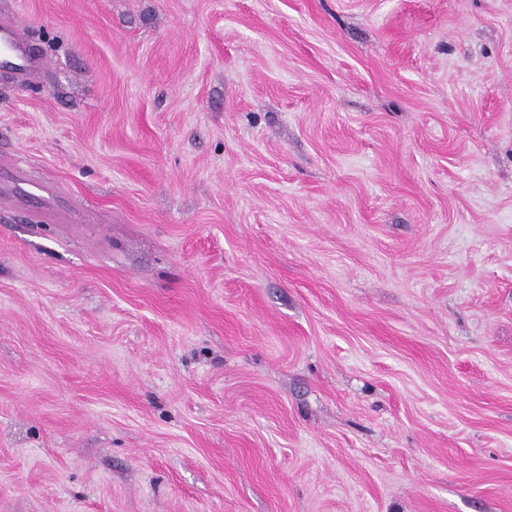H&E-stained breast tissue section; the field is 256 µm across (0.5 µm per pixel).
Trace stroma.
Listing matches in <instances>:
<instances>
[{"instance_id":"obj_1","label":"stroma","mask_w":512,"mask_h":512,"mask_svg":"<svg viewBox=\"0 0 512 512\" xmlns=\"http://www.w3.org/2000/svg\"><path fill=\"white\" fill-rule=\"evenodd\" d=\"M0 16V512H512V0ZM40 50L12 19L0 17V71L9 73L19 84L33 80L44 68Z\"/></svg>"}]
</instances>
